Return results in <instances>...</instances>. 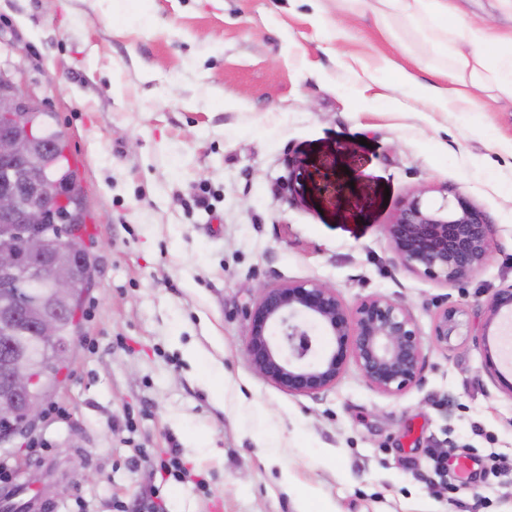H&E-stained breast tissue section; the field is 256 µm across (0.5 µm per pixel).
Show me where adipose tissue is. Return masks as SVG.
<instances>
[{
    "label": "adipose tissue",
    "instance_id": "adipose-tissue-1",
    "mask_svg": "<svg viewBox=\"0 0 512 512\" xmlns=\"http://www.w3.org/2000/svg\"><path fill=\"white\" fill-rule=\"evenodd\" d=\"M368 9L401 56L379 54L398 72L396 92L416 93L442 112H486L512 102V33L468 20L458 0H336L340 12Z\"/></svg>",
    "mask_w": 512,
    "mask_h": 512
}]
</instances>
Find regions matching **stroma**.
Returning <instances> with one entry per match:
<instances>
[{"mask_svg":"<svg viewBox=\"0 0 512 512\" xmlns=\"http://www.w3.org/2000/svg\"><path fill=\"white\" fill-rule=\"evenodd\" d=\"M315 0H0V71L42 102L83 178L96 267L54 419L0 443L37 512H512V105L440 112L367 84L394 47L371 17L326 41ZM301 161L292 182L290 165ZM459 193L494 251L463 281L405 267L400 202ZM316 280L346 304L403 302L422 340L397 395L355 366L315 395L262 377L260 286ZM467 315L449 348L431 324ZM43 437L42 456L26 452ZM176 452L203 486L162 481ZM445 454V473L434 459ZM486 325L490 328L492 323L499 317L503 311L512 313V286L496 291L486 303ZM466 311L459 305L451 304L441 308L435 315L432 338L439 346L448 348L451 336L459 335Z\"/></svg>","mask_w":512,"mask_h":512,"instance_id":"1","label":"stroma"}]
</instances>
